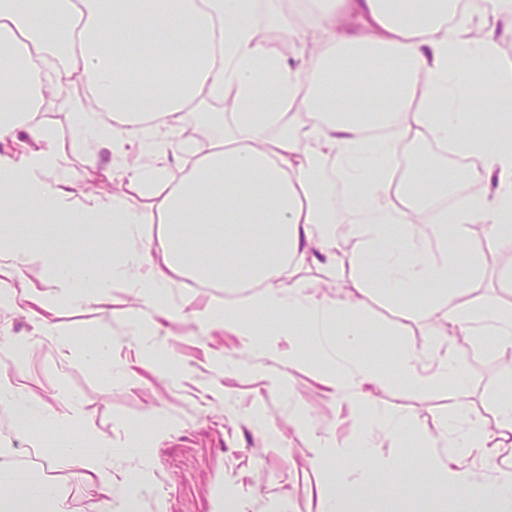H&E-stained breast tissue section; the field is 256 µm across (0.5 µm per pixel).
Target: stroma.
Returning <instances> with one entry per match:
<instances>
[{"instance_id": "1", "label": "stroma", "mask_w": 512, "mask_h": 512, "mask_svg": "<svg viewBox=\"0 0 512 512\" xmlns=\"http://www.w3.org/2000/svg\"><path fill=\"white\" fill-rule=\"evenodd\" d=\"M482 12L497 27L495 56L512 67V0H492ZM78 96V91L66 90L64 105L46 114L68 145L58 178L98 183L105 201L140 206L135 190L108 174L110 157L93 168L83 149L74 145L80 116L70 104ZM19 218L27 241L0 245L1 266L14 264L25 248L49 247L72 237L111 259L121 254L113 245L112 222L75 224L65 218L40 223L32 211ZM511 272L512 239L492 243L465 303L512 304V290L505 287ZM167 294L175 308L220 306L225 299L223 289L191 277L180 279ZM132 301L120 284L106 301L87 293L80 305L60 307L54 314L63 331L59 338L42 335L38 317L0 308V372L14 369L11 342L26 341L28 362L20 384L54 414L63 413L58 395L66 393L94 430L112 441L111 504L103 503L79 470L57 469L53 481L66 495L70 512H127L132 498L137 512H225L228 503L235 512H332V470L317 449L357 446L365 432L352 407L337 400L324 378L350 359L390 371V384L368 385L364 391L375 414L402 420L406 431L399 438L389 427L374 426L368 432L375 444L372 456L359 454L345 464L354 475H366L381 487V494L368 500L370 512H495L491 498L476 496L474 490L492 484L498 469L512 464V447L490 455L477 450L462 458L461 468L475 476L470 487L426 475L422 461L443 454V433L458 407L494 429L498 405L512 394V367L505 365L507 353L497 346L451 336L447 343L466 377L465 386L448 384L428 392L409 388L400 378L401 348L424 352L439 340L440 322L427 313L420 294H375L348 349L337 335L345 321L333 319L332 342L340 351L332 356L307 342L297 319L256 316L259 331L277 333L281 352L300 351L298 363L288 368L267 352L242 348L236 336L207 333L186 317L135 335L124 318ZM153 408L165 415L163 425L148 420ZM51 453L40 429L21 430L9 413L0 411V461L43 472Z\"/></svg>"}]
</instances>
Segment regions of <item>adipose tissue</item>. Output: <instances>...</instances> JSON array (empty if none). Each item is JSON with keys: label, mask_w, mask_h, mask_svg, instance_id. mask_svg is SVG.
<instances>
[{"label": "adipose tissue", "mask_w": 512, "mask_h": 512, "mask_svg": "<svg viewBox=\"0 0 512 512\" xmlns=\"http://www.w3.org/2000/svg\"><path fill=\"white\" fill-rule=\"evenodd\" d=\"M458 0H318L307 15L321 38L309 56L291 65L271 41L257 39L254 0H0V141L24 137L38 144L25 161L0 162V195L16 208L38 205L61 212L79 224H96L111 214L119 224L126 256L102 271L86 261V279L100 292L119 279L152 309L166 306L163 291L191 276L227 288H246V304L199 311L211 331L232 328L266 349L249 313L285 312L306 320L314 336L343 312L351 320L346 335L359 334L374 291L394 296L418 292L428 309L443 315L457 336H492L512 349V310L495 305L468 309L449 306L450 291L475 277L483 242L470 236L474 224L487 225L490 237L512 234V142L499 140L496 128L467 135L481 103L501 104L512 96V72L493 50L496 32L488 22L466 28L457 19ZM107 30L105 48L95 35ZM147 60L197 61L184 82L152 74L144 89L129 91L117 56ZM480 66L492 86L465 80L461 67ZM279 78L275 99L264 96L257 80L263 68ZM81 79L97 101L112 111L113 125L94 121L95 133L83 140L90 163L110 152L112 173L127 179L147 203L139 209L106 203L78 186L60 187L51 175L66 151L42 114L60 98L72 79ZM233 98L232 129L207 148L186 141L189 170L173 178L167 162L169 137L182 115L202 97ZM432 139L476 158V192L454 212H437L415 224L396 204L399 191L386 163L396 144ZM334 157L351 188L353 220L343 250L333 225L336 207L316 171ZM447 170L419 165L411 179L414 198L425 206L447 197ZM160 224L155 247L138 242L144 225ZM462 249L449 252V240ZM347 260L359 288L340 303L311 294L310 280L296 278L307 263L321 265L334 281L338 260ZM71 257L58 247L25 251L0 278V306L33 304L43 332L59 335L49 316L81 296L70 274ZM48 276L45 288L28 285L23 293L10 282L27 267ZM403 349L409 385L430 390L452 380L464 385L452 351L434 353L428 367ZM71 431L53 435L52 461L82 469L104 497L112 495V444L90 428L75 401H68ZM487 439L484 424L459 413L448 432V457L470 453ZM93 451H86V444ZM0 512H67L54 486L32 489L29 481L8 484Z\"/></svg>", "instance_id": "adipose-tissue-1"}]
</instances>
